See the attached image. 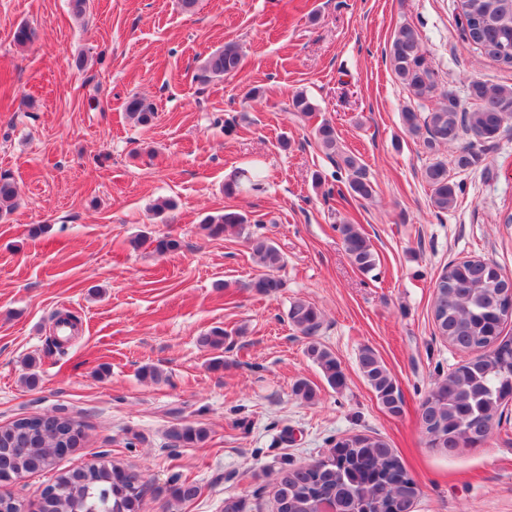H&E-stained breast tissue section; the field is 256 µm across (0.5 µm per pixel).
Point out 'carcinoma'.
Listing matches in <instances>:
<instances>
[{
    "instance_id": "carcinoma-1",
    "label": "carcinoma",
    "mask_w": 512,
    "mask_h": 512,
    "mask_svg": "<svg viewBox=\"0 0 512 512\" xmlns=\"http://www.w3.org/2000/svg\"><path fill=\"white\" fill-rule=\"evenodd\" d=\"M458 16L467 42L479 53L512 69V0H457ZM387 59L396 78L418 100H428L437 90V73L426 57L416 30L401 26L390 43ZM243 56L238 46L228 44L211 53L200 66L198 79L209 82L238 72ZM467 97L473 106L465 111L453 95L442 94L440 101L425 112L403 109L401 120L411 136H423L424 148L433 153L456 142L465 131L474 141L454 160L461 170L468 169L480 142L498 137L512 120V86L490 85L479 78L467 84ZM291 107L308 118L316 107L304 93H296ZM129 119L139 125L155 120L152 103L131 96L125 103ZM321 147L330 157L340 158L346 172L340 196L368 199L374 192L364 167L356 157L340 151L335 128L323 122L315 129ZM431 189L432 207L445 213L456 205L460 184L448 175V164L432 162L423 170ZM264 190V178L252 173L224 183V195ZM18 205L13 178L0 172V215ZM247 218L232 209L204 219L209 236L219 237L241 228ZM343 248L352 263L369 273L377 265L373 245L359 225L345 222L338 226ZM252 254L267 272L252 279L248 287L266 297L277 295L282 281L273 274L283 264L280 251L269 240H250ZM509 288L500 266L485 259L452 262L439 275L434 286L432 316L439 335L455 349L478 352L475 357L448 371L427 393L419 410V421L428 447L450 454L461 448H478L487 440L495 417L504 402V392L512 389V337L502 335L509 318ZM289 322L308 339L307 354L320 367L333 388L345 384V375L336 356L324 347L318 336L323 327L322 313L303 301L291 302ZM227 333L215 326L200 337L203 347L224 349ZM359 370L383 409L398 417L404 398L379 354L371 347L361 349ZM84 436L83 423L67 415H38L19 418L0 427V472L21 474L51 471L58 449L75 448ZM169 437L178 445L204 441L203 427H174ZM133 474L124 467L101 460L85 468L61 472L41 492L38 512H139L145 483L132 482ZM200 494L194 482L182 481L170 488L172 498L191 501ZM420 496L416 479L402 457L380 437L364 433L346 435L333 445L329 455L307 465L281 469L274 490L276 512H414Z\"/></svg>"
}]
</instances>
